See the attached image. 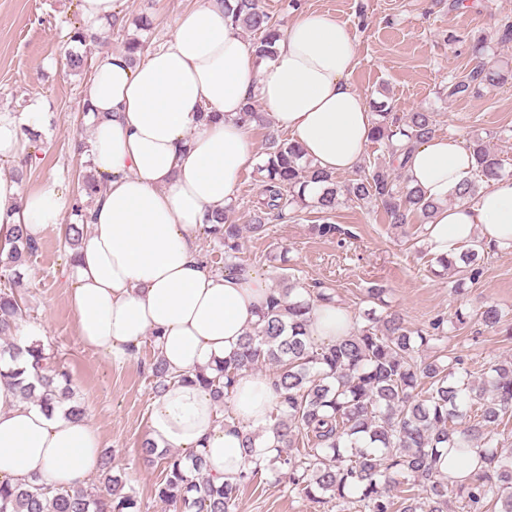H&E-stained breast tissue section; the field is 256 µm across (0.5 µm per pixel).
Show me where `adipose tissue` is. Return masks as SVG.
Masks as SVG:
<instances>
[{"label":"adipose tissue","mask_w":512,"mask_h":512,"mask_svg":"<svg viewBox=\"0 0 512 512\" xmlns=\"http://www.w3.org/2000/svg\"><path fill=\"white\" fill-rule=\"evenodd\" d=\"M353 38L334 18L302 15L257 60L231 24L224 0H198L181 13L165 45L129 57L105 51L83 85L90 156L106 183L88 212L91 222L69 265L68 294L83 346L121 364L144 341L177 376L149 405L148 438L157 447L197 454L214 484L236 482L247 463L246 432L259 433L257 453L273 441L279 401L271 379L245 370L230 414L195 382L237 349L271 294L260 272L217 273L203 262L197 232L208 215L236 198L253 162L246 100L260 102L273 126L288 131L321 170L360 165L374 122L350 82ZM46 105L29 98L19 111L0 110V249L14 224L33 238L58 228L66 207L55 190L20 196L10 161L23 157L42 131ZM410 186L439 208L426 225L431 255L450 259L474 239L512 248V178L490 182L473 200L449 195L474 176V160L458 138L434 135L404 161ZM353 314L333 304L314 308L310 336L331 343L348 335ZM102 455L98 431L63 408L46 412L0 380V482L40 477L68 489L85 485Z\"/></svg>","instance_id":"1"}]
</instances>
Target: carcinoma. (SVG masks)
Returning a JSON list of instances; mask_svg holds the SVG:
<instances>
[{
	"label": "carcinoma",
	"instance_id": "cac0c4a2",
	"mask_svg": "<svg viewBox=\"0 0 512 512\" xmlns=\"http://www.w3.org/2000/svg\"><path fill=\"white\" fill-rule=\"evenodd\" d=\"M229 15L232 24L259 35L253 42L256 57L273 55L283 33L260 0H236ZM64 65L72 73H86L91 59L69 51ZM509 80L511 68H477L462 80L448 82L447 97H465ZM375 116L371 141L384 144L400 170V155L436 132L432 112H412L401 119L380 109ZM469 150L475 159V177L451 194L456 202L474 199L483 186L502 176V160L482 139L474 140ZM265 155L257 167L263 198L251 223H236L230 205L204 225V233L224 246L226 271L242 269L237 259L244 233L262 236L269 222L286 218L296 208L321 213L336 208V178L302 163L296 143L274 139ZM345 191L351 200L382 207L397 227L407 224L411 215L426 221L438 208L420 189L409 186L402 174L385 166L347 185ZM88 208L77 203L72 209L74 220L65 234V244L72 250L84 237ZM39 249V241L30 237L25 225H15L11 247L0 257V278L9 283L0 289V339L5 343L0 356L17 350L10 337L23 308L19 268ZM437 263L474 282L482 274L481 242H473L453 260L439 258ZM279 281L281 287L271 289L258 323L241 337L238 350L219 364L215 375L195 376L221 403L233 393L241 371L273 367L280 396L276 454L254 458L259 434H245L244 448L252 466L235 484L216 486L204 473L201 456H193L194 463L188 466L181 454L159 452L146 441L145 460L162 466L157 488L161 501L176 505L179 512H232L240 486L268 470L288 476L314 503L329 497L355 512H452L448 477L438 468L440 457L447 456L451 465L477 447V467L456 482L458 498L466 501V512H512V453L499 452L496 439L498 426L512 415V359L491 364L478 378L459 356L447 362L438 357L422 361L419 350L445 336L444 319L434 320L426 331L413 330L398 313L378 316L372 308L355 320L349 335L319 346L307 334L310 315L318 304L334 302V296L321 288H299L285 273ZM503 318L496 305L485 307L479 316L486 328L494 330ZM28 352L38 384L28 382L22 370L0 372V378L17 387L25 400L47 408L67 402L71 417H84V409L73 400L68 373L48 365L39 344L31 343ZM150 369L158 393L174 379L156 356ZM424 384L428 388H422ZM396 483L408 485L406 495L397 501L390 494ZM416 486L425 489L426 496L414 493ZM124 487L122 478L112 474V460L106 458L95 488L57 489L37 477L25 485L0 483V512H140L136 496Z\"/></svg>",
	"mask_w": 512,
	"mask_h": 512
}]
</instances>
